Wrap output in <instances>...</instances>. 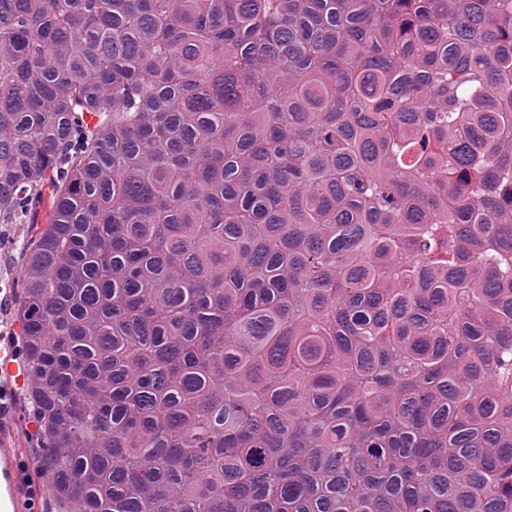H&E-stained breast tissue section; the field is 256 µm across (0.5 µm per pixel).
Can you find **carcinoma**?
I'll use <instances>...</instances> for the list:
<instances>
[{"instance_id":"1","label":"carcinoma","mask_w":512,"mask_h":512,"mask_svg":"<svg viewBox=\"0 0 512 512\" xmlns=\"http://www.w3.org/2000/svg\"><path fill=\"white\" fill-rule=\"evenodd\" d=\"M63 512H512V0H0V224Z\"/></svg>"}]
</instances>
